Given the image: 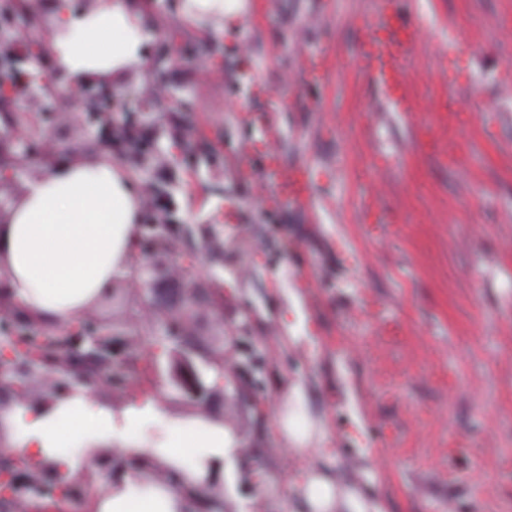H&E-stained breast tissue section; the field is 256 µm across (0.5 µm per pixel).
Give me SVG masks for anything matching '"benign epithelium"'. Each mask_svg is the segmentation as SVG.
Returning <instances> with one entry per match:
<instances>
[{"mask_svg":"<svg viewBox=\"0 0 512 512\" xmlns=\"http://www.w3.org/2000/svg\"><path fill=\"white\" fill-rule=\"evenodd\" d=\"M0 27L9 32L10 47L0 54V100L19 99L25 107L0 114V179L16 182L38 166L59 158L58 140L43 134L47 123L62 124L67 106L78 103L96 129L94 141L101 154H119L135 169L151 165L154 157L136 146L127 126L114 118L115 104L123 96L107 80H77L53 65L51 41L60 34L40 0H0ZM139 225L140 257L131 287H112V300L134 295L132 303L106 322L89 313L64 329L48 330L33 320L9 296L0 278V390L12 395L3 400L38 404L69 389L70 381L94 384L117 395L124 390H144L166 380L172 394L201 413L210 412L217 389L204 378L202 365L224 363L239 351L238 335L246 325L221 324V345L198 359L187 342L202 317L197 287H182L178 298L168 296L169 285L181 278L183 267L176 258L177 229L162 223ZM205 254L224 250L219 225L208 229ZM149 325L162 336L172 358L165 367L153 357L136 353L133 327ZM35 375L43 391L34 395L14 385L19 377ZM139 466L122 454H112V466L99 474L88 471L72 481L62 479L48 466H33L0 451V506L8 512H54L69 503H82L108 484L119 482ZM215 478L196 492L202 512H220L224 503L206 493Z\"/></svg>","mask_w":512,"mask_h":512,"instance_id":"1","label":"benign epithelium"}]
</instances>
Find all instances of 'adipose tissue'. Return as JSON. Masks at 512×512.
Masks as SVG:
<instances>
[{
    "label": "adipose tissue",
    "instance_id": "ef3b65f1",
    "mask_svg": "<svg viewBox=\"0 0 512 512\" xmlns=\"http://www.w3.org/2000/svg\"><path fill=\"white\" fill-rule=\"evenodd\" d=\"M243 9V0L181 4L187 22H210L218 30ZM54 24L64 35L54 42L53 57L70 76L113 79L145 68L142 47L150 34L129 0H97L79 18L60 0ZM141 210V189L110 158L71 154L45 168L24 184L0 220V273L12 300L32 318L60 328L77 321L113 281L132 274ZM153 423L164 424L168 436H142ZM0 446L69 478L120 449L142 458L144 468L92 497L88 512H196L184 487L201 485L212 473L223 475L240 442L216 418L172 417L155 394L115 406L76 385L46 404L0 407ZM163 470L176 474V484L160 479Z\"/></svg>",
    "mask_w": 512,
    "mask_h": 512
}]
</instances>
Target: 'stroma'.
<instances>
[{
  "instance_id": "stroma-1",
  "label": "stroma",
  "mask_w": 512,
  "mask_h": 512,
  "mask_svg": "<svg viewBox=\"0 0 512 512\" xmlns=\"http://www.w3.org/2000/svg\"><path fill=\"white\" fill-rule=\"evenodd\" d=\"M385 2L245 0L203 34L164 0L144 23L167 97L141 110L139 73L121 78L156 157L135 178L261 360L263 419L213 409L267 486L245 493L232 460L228 512H307L310 473L336 512H512V0H395L418 32L395 103L363 54ZM273 157L310 172L309 210L266 178ZM203 224L223 225V259Z\"/></svg>"
}]
</instances>
